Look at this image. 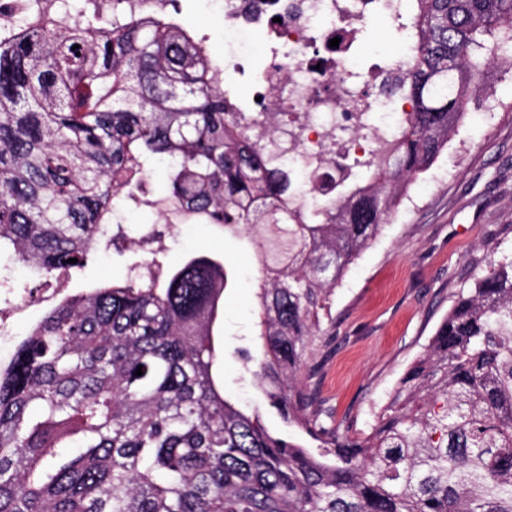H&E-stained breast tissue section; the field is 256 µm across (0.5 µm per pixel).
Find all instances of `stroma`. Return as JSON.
<instances>
[{
    "label": "stroma",
    "instance_id": "35a3bbf8",
    "mask_svg": "<svg viewBox=\"0 0 512 512\" xmlns=\"http://www.w3.org/2000/svg\"><path fill=\"white\" fill-rule=\"evenodd\" d=\"M167 14L208 47L214 62L223 61V19L205 0H174ZM511 66L502 60L486 68L471 102L472 111H479L491 95L508 100V107L474 123L462 121L432 167L405 188L397 211L335 288L316 354L319 393L332 412L328 424L344 421L352 423L354 432H369L455 294L472 287L491 258L512 251V83L501 77ZM156 229L164 240L161 264L210 248L223 251L242 271L237 288L224 297V380L241 404L259 407L271 432H282V419L261 390L236 384L242 363L234 351L249 347L247 335L256 318L251 259L235 241L202 224L184 225L172 234L161 223ZM139 257L136 251H102L84 270L47 287L11 254L0 255V263L12 270L13 286L11 293L0 291V316L13 332L11 342L0 346V364L9 362L17 342L44 315L48 298L124 277ZM24 288L43 295V303L21 307Z\"/></svg>",
    "mask_w": 512,
    "mask_h": 512
}]
</instances>
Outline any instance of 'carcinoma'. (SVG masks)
I'll use <instances>...</instances> for the list:
<instances>
[{"instance_id": "carcinoma-1", "label": "carcinoma", "mask_w": 512, "mask_h": 512, "mask_svg": "<svg viewBox=\"0 0 512 512\" xmlns=\"http://www.w3.org/2000/svg\"><path fill=\"white\" fill-rule=\"evenodd\" d=\"M111 2L29 0L0 33V251L46 277L86 267L169 158L171 211L255 252L258 351L239 350L240 381L313 446L226 395L238 276L224 254L144 258L49 307L0 366V512H512V253L455 295L370 432L325 425L310 385L334 288L448 145L477 78L512 61V0H410L412 111L300 212L288 173L224 118L233 89L202 43Z\"/></svg>"}]
</instances>
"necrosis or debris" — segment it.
Instances as JSON below:
<instances>
[{
  "mask_svg": "<svg viewBox=\"0 0 512 512\" xmlns=\"http://www.w3.org/2000/svg\"><path fill=\"white\" fill-rule=\"evenodd\" d=\"M224 63L250 57L258 34H267L265 66L250 77L248 96L224 99L226 117L247 123L251 134L265 131L267 113L279 122L277 151L289 164L301 191L292 200L340 178L346 161L372 160L382 137L397 129L410 109L399 103L381 109L382 89L399 90L411 53L401 41L393 61L360 66L354 36L377 17L401 21L402 0H221ZM338 46H331V39Z\"/></svg>",
  "mask_w": 512,
  "mask_h": 512,
  "instance_id": "4bbe7bcc",
  "label": "necrosis or debris"
}]
</instances>
